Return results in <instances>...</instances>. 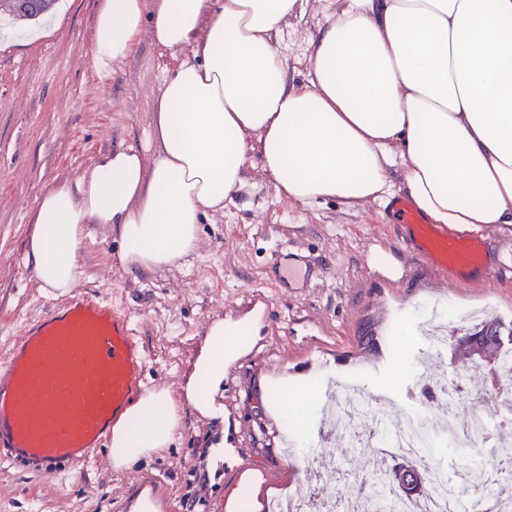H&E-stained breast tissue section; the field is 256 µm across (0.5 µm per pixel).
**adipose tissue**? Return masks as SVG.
<instances>
[{"mask_svg":"<svg viewBox=\"0 0 512 512\" xmlns=\"http://www.w3.org/2000/svg\"><path fill=\"white\" fill-rule=\"evenodd\" d=\"M297 2L98 0L100 69L123 66L145 31L192 56L154 101L149 153L112 149L39 198L28 255L40 288L74 287L91 224L111 225L126 266L177 264L240 190L253 144L278 196L304 205L383 200L398 170L433 223L512 226V0H344L292 87L276 37ZM260 330L211 324L182 386L195 411L223 416L227 368ZM179 422L168 390L145 391L112 429L114 469L168 447Z\"/></svg>","mask_w":512,"mask_h":512,"instance_id":"1","label":"adipose tissue"}]
</instances>
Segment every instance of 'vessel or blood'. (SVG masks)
<instances>
[{
	"label": "vessel or blood",
	"mask_w": 512,
	"mask_h": 512,
	"mask_svg": "<svg viewBox=\"0 0 512 512\" xmlns=\"http://www.w3.org/2000/svg\"><path fill=\"white\" fill-rule=\"evenodd\" d=\"M387 217L449 287H492L499 267L484 235L429 223L409 198ZM144 349L130 316L98 291L52 303L0 361V464L61 474L107 450L112 428L144 382Z\"/></svg>",
	"instance_id": "b4317fda"
}]
</instances>
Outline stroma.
<instances>
[{
  "instance_id": "35a3bbf8",
  "label": "stroma",
  "mask_w": 512,
  "mask_h": 512,
  "mask_svg": "<svg viewBox=\"0 0 512 512\" xmlns=\"http://www.w3.org/2000/svg\"><path fill=\"white\" fill-rule=\"evenodd\" d=\"M97 2L56 0L57 29L31 45L24 35L32 22L0 19V356L53 300L27 255L40 195L73 181L112 148H148L152 101L185 57L145 32L124 66L99 71L92 57ZM336 7V0H299L283 23L278 47L291 84L304 83L310 43ZM118 249L109 225H89L77 283L130 313L144 346L147 386L167 388L181 402V424L168 448L126 470L98 455L63 481L0 467V512H132L136 481L152 474L164 480L155 512H183L200 466L208 473L209 512H230L246 474L259 482L261 498L303 490L317 512L346 486L333 477L311 479L304 458L284 455L301 399L292 391L269 407L267 386L285 378L323 387L341 377L371 393L384 387L396 400L391 418L401 419L412 406L404 393L427 348L417 331L422 314L475 310L512 322V266L495 288L442 290L440 276L408 247L406 228L389 223L382 205L288 201L252 151L243 187L223 212L204 218L199 245L186 259L148 273L124 267ZM380 252L391 255L396 276L375 264ZM294 262L306 267L311 287L282 282ZM228 315L257 317L261 337L228 368L218 396L223 418H204L184 405L180 385L207 327ZM396 321L406 334L394 340L389 329ZM464 385L477 412L496 420L488 367H469ZM320 420L312 411L305 436L311 453L334 459L351 476L358 460L375 459L373 448L350 447L342 432L320 433ZM425 452L452 475L466 461L491 465L495 455L488 444L461 447L436 435Z\"/></svg>"
}]
</instances>
